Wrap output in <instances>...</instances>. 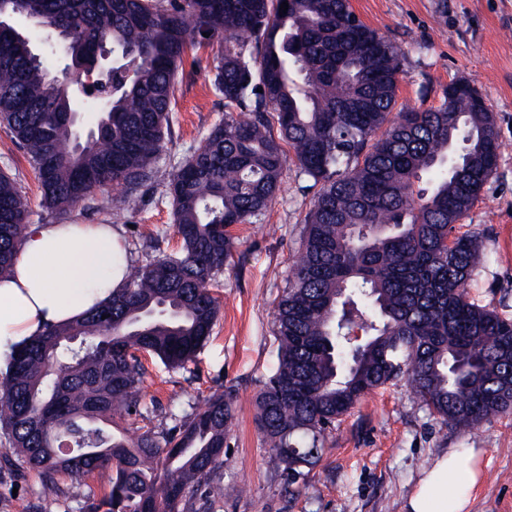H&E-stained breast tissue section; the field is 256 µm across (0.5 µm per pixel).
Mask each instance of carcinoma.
I'll use <instances>...</instances> for the list:
<instances>
[{"label": "carcinoma", "instance_id": "cac0c4a2", "mask_svg": "<svg viewBox=\"0 0 512 512\" xmlns=\"http://www.w3.org/2000/svg\"><path fill=\"white\" fill-rule=\"evenodd\" d=\"M289 5L280 14L282 2ZM0 28V126L33 169L46 208L113 185L150 190L190 52L224 45L208 76L224 123L171 165L176 252L132 265L112 300L15 351L0 375V464L38 473L42 512L57 476L98 474L93 512H214L234 410L224 392L159 431L141 355L183 368L212 334L209 285L237 249L230 228L260 220L293 162L315 190L274 312L279 365L256 398L260 432L294 493L336 421L401 382L441 425L470 428L512 408V321L470 300L476 239L456 232L497 169L495 119L465 95L396 112L402 50L349 0H26ZM67 35L51 71L30 18ZM112 47L109 107L79 130L73 72ZM27 207L0 170V277L17 260ZM351 325L360 341L343 336Z\"/></svg>", "mask_w": 512, "mask_h": 512}]
</instances>
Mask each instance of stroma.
<instances>
[{"mask_svg":"<svg viewBox=\"0 0 512 512\" xmlns=\"http://www.w3.org/2000/svg\"><path fill=\"white\" fill-rule=\"evenodd\" d=\"M356 14L401 47L403 80L396 110L439 105L448 84L473 85L495 115L500 155L495 175L479 203L459 226L475 235L477 258L467 280L470 298L512 320V0H351ZM218 47L200 63L185 61L175 90L172 135L165 140L155 182V199L138 214L121 205L98 210L87 199L65 213L48 214L32 169L0 127V170L15 174L33 224H117L133 259L142 243L160 237L165 251L180 241L170 201L163 191L167 172L199 147L224 119V102L212 89L208 71ZM296 166H289L276 199L258 223L233 229L240 253L210 287L220 311L213 335L186 368L171 370L143 356L146 400L161 406L141 420L150 429L163 421L162 409L181 411L188 398L230 393L235 418L224 441V465L214 485L223 488L215 512H404L421 470L451 448L484 451V480L470 512H512V410L477 428L442 427L440 419L408 386L386 387L365 396L328 437L320 462L308 472L300 494L288 496L281 467L262 441L254 401L278 367L279 339L273 309L287 286V273L311 207L301 192ZM59 512H91L107 490L88 476L59 480ZM42 481L22 467L0 471V512H39Z\"/></svg>","mask_w":512,"mask_h":512,"instance_id":"obj_1","label":"stroma"}]
</instances>
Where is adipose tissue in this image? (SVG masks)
Returning a JSON list of instances; mask_svg holds the SVG:
<instances>
[{"label":"adipose tissue","instance_id":"1","mask_svg":"<svg viewBox=\"0 0 512 512\" xmlns=\"http://www.w3.org/2000/svg\"><path fill=\"white\" fill-rule=\"evenodd\" d=\"M127 243L115 224H32L0 278V370L46 328L82 318L125 283ZM479 448H452L425 468L406 512H467L481 483Z\"/></svg>","mask_w":512,"mask_h":512}]
</instances>
